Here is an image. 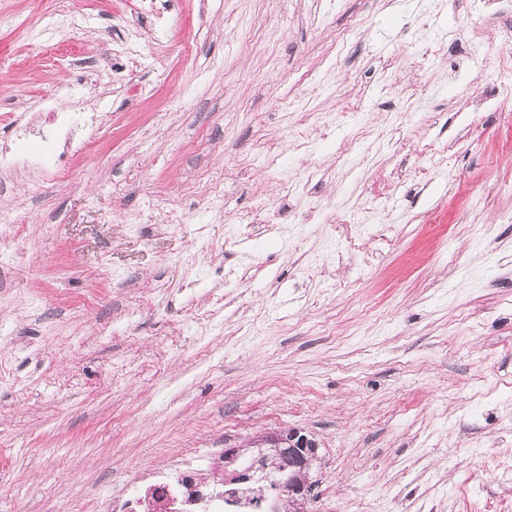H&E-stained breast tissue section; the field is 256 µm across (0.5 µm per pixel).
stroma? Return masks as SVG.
Masks as SVG:
<instances>
[{"label":"stroma","mask_w":512,"mask_h":512,"mask_svg":"<svg viewBox=\"0 0 512 512\" xmlns=\"http://www.w3.org/2000/svg\"><path fill=\"white\" fill-rule=\"evenodd\" d=\"M0 0V512L296 428L308 512H512V0ZM78 14L63 26L61 14ZM61 96L63 95L56 93L42 96L37 115L30 122L16 128L17 148L0 150V168L46 171L57 167V163L62 157L74 154L79 150L77 129L72 121L71 113L57 112L56 110V101ZM43 114H46L44 122L49 126L50 135L40 148L32 150L29 144L36 130L35 122H39L38 119H42L41 115ZM47 119L48 121H46Z\"/></svg>","instance_id":"stroma-1"}]
</instances>
